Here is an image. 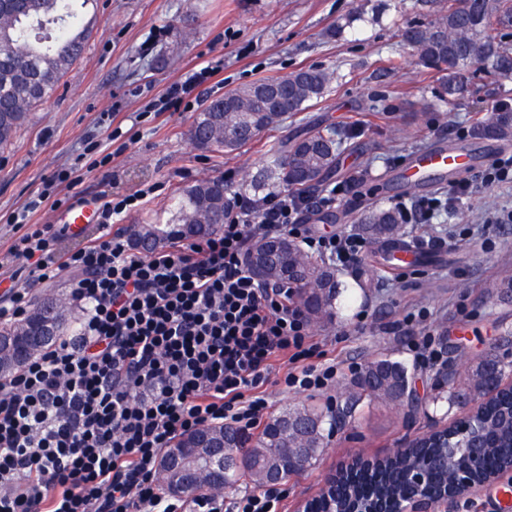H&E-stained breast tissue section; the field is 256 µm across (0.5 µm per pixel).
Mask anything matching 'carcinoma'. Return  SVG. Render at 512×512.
Wrapping results in <instances>:
<instances>
[{
  "label": "carcinoma",
  "mask_w": 512,
  "mask_h": 512,
  "mask_svg": "<svg viewBox=\"0 0 512 512\" xmlns=\"http://www.w3.org/2000/svg\"><path fill=\"white\" fill-rule=\"evenodd\" d=\"M76 0H26L17 7L15 0H0V148L10 145L17 133L32 120L35 111L58 89L61 80L84 53L89 25L74 8ZM512 27V0H472L460 9L451 0L434 12L426 23H411L403 40L411 56L424 67H434L444 73L443 87L448 103L453 104L468 92L470 68L477 66L493 76L512 80V42L498 39L492 31ZM274 84L286 94V103L277 108L257 89L265 83ZM329 84V76L320 69H299L286 76L254 82L211 101L198 113L190 130V141L200 148L198 135L212 132L206 150H234L263 131L277 127L288 115L306 109L307 103L321 98ZM479 139L506 140L512 138V109L491 110L478 121L472 131ZM345 131L312 130L293 141L274 143L266 152L265 178L274 187H286L297 193L321 189L329 175L336 172ZM227 214L224 179H201L180 194L175 218L170 224H147L141 231L150 237V248L170 238L202 239L224 223ZM211 216L215 223L187 231V225ZM362 231L382 245L378 259L391 264L395 260L394 246L404 234V217L395 208L371 207L362 219ZM273 270L291 271L293 296L302 305L311 307V316H332L340 288V276L334 267L306 254L295 242L269 257ZM72 326L71 310L60 307L48 314L43 300H37L20 320L0 322V338L18 341L10 347L0 345V376L10 375L26 365L35 351H26L25 344L33 328L43 330L38 348L56 343ZM485 364L465 372L453 371L443 379L452 404L473 402L482 409L485 430L491 438L487 464L490 467L512 463V425L500 415L508 402L488 405L484 379ZM342 413H352L364 400H381L398 405L410 398L408 369L397 361L379 358L370 361L362 375L344 393ZM307 420L308 427L299 445L308 450L315 461L324 448L325 425L336 424V416L318 407L289 408L271 416L261 433L247 437L231 426L214 428L227 432L224 455L237 448L250 449L251 465L244 471L228 467L224 484L244 480L264 486L270 472L283 469L287 461L286 447L274 442V432L289 415ZM423 453L451 456L448 470L435 475L434 487L450 481L456 466L465 460L467 449L460 436H439ZM415 454L397 451L384 457L377 471L358 474L342 482L336 500L368 499L378 496L401 498L411 492L404 483V472Z\"/></svg>",
  "instance_id": "carcinoma-1"
}]
</instances>
